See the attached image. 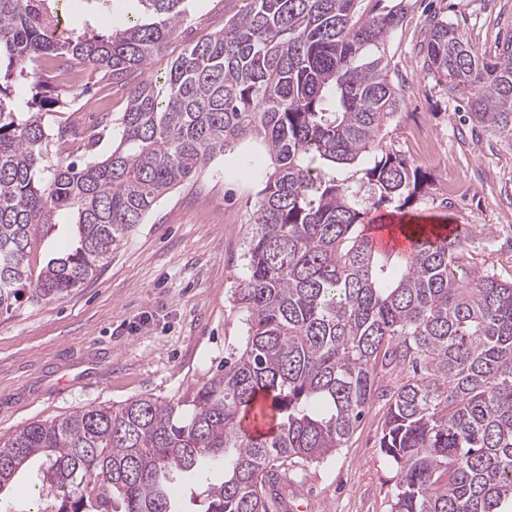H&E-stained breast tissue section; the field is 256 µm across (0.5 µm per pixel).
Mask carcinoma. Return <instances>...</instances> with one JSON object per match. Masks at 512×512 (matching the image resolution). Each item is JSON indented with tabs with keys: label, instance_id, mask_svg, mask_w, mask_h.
Returning a JSON list of instances; mask_svg holds the SVG:
<instances>
[{
	"label": "carcinoma",
	"instance_id": "obj_1",
	"mask_svg": "<svg viewBox=\"0 0 512 512\" xmlns=\"http://www.w3.org/2000/svg\"><path fill=\"white\" fill-rule=\"evenodd\" d=\"M70 1L83 2L0 0V314L25 291L38 304L82 287L161 195L231 144L257 139L272 172L233 292L238 350L175 403L91 406L1 437L0 494L40 459L54 512H181L178 484L217 470L203 512H280L277 486L347 444L381 366L413 373L386 394L391 512H512V279L476 275L444 224L404 229L408 259L364 230L423 183L386 142L402 100L385 52L399 13L360 21L358 0H246L174 60L164 92L132 88L112 152L79 166L48 159L69 93L49 94L32 66L76 61L122 80L163 52L186 0H136L144 17L108 35L50 32ZM420 52L468 118L512 148V36L482 52L440 19ZM20 81L34 89L23 106ZM353 166L360 177L336 175ZM59 212L71 245L35 268V238Z\"/></svg>",
	"mask_w": 512,
	"mask_h": 512
}]
</instances>
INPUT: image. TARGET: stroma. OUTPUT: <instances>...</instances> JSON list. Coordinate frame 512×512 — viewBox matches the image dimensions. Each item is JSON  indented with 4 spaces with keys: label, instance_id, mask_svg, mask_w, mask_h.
Instances as JSON below:
<instances>
[{
    "label": "stroma",
    "instance_id": "35a3bbf8",
    "mask_svg": "<svg viewBox=\"0 0 512 512\" xmlns=\"http://www.w3.org/2000/svg\"><path fill=\"white\" fill-rule=\"evenodd\" d=\"M245 0H190L166 50L143 69L115 81L84 69L74 96L52 122L66 129L50 145L53 158L83 161L112 150L113 120L130 89L161 86L173 61L192 43L218 33ZM402 9L385 46L403 100L388 126L390 141L410 152L409 130L423 127L434 156L414 160L424 191L405 212L419 224L472 227L468 250L477 271L512 277V149L465 120L440 76L422 68L419 52L432 16L448 19L479 50L512 34V0H360L358 17ZM96 139L88 149V139ZM260 144H231L162 197L107 264L58 301L20 300L0 315V436L89 406L139 397L180 400L209 379L239 346L245 327L231 288L244 272L243 241L260 188L244 175L245 159H264ZM462 181L447 199L448 181ZM387 405L375 398L347 445L326 461L305 464L288 488L305 512H391L399 481L381 452ZM47 495L36 473L0 495L5 512H41Z\"/></svg>",
    "mask_w": 512,
    "mask_h": 512
}]
</instances>
